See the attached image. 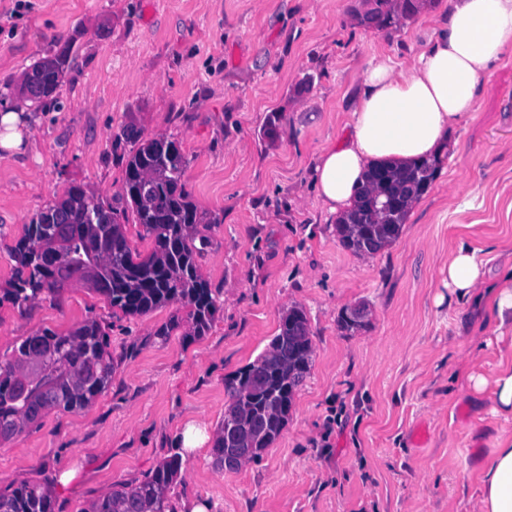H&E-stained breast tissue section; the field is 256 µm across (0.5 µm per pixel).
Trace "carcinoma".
Returning a JSON list of instances; mask_svg holds the SVG:
<instances>
[{
  "label": "carcinoma",
  "mask_w": 512,
  "mask_h": 512,
  "mask_svg": "<svg viewBox=\"0 0 512 512\" xmlns=\"http://www.w3.org/2000/svg\"><path fill=\"white\" fill-rule=\"evenodd\" d=\"M381 28L397 29L426 0H369ZM67 53L44 58L25 72L21 89L41 106L60 86ZM132 144L118 209L71 185L25 226L10 248L15 261L3 297L24 307L74 285H86L128 316H145L173 302L186 310L188 336H204L217 310L209 281L195 255L200 216L185 189L186 158L181 143L163 135L145 138L128 126ZM439 159L373 167L357 190L354 206L339 217L336 234L355 255H374L399 236L410 210L430 189ZM402 201L387 209L390 198ZM134 220L150 240L142 254L130 246L124 224ZM305 312L293 308L269 347L224 379V416L211 454L224 467V449L240 448L248 460L261 457L288 424L296 390L312 362ZM110 341L101 325L87 320L65 333L45 328L21 340L11 357L0 359V440L38 427L50 413L87 406L112 377ZM182 468L174 453L137 483H116L79 512H174L170 492ZM50 484L24 481L0 490V512H54Z\"/></svg>",
  "instance_id": "carcinoma-1"
}]
</instances>
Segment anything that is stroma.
Returning a JSON list of instances; mask_svg holds the SVG:
<instances>
[{
    "label": "stroma",
    "mask_w": 512,
    "mask_h": 512,
    "mask_svg": "<svg viewBox=\"0 0 512 512\" xmlns=\"http://www.w3.org/2000/svg\"><path fill=\"white\" fill-rule=\"evenodd\" d=\"M359 0H0V113L18 112L31 146L0 149V289L10 248L70 183L117 198L144 137L177 138L200 212L197 264L218 294L206 335H156L184 316L173 303L142 317L113 311L83 286L26 310L0 303V354L32 332L98 320L114 368L87 407L48 415L0 442V489L55 486V512H79L114 483L142 480L181 451L187 422L215 431L224 377L255 360L283 316L303 309L313 357L282 436L238 471L209 448L184 459L172 503L210 512H474L471 470L512 416L494 414L466 373L491 376L512 333L456 297L448 264L459 242L487 279L511 258L512 53L484 78L452 132L439 174L399 237L371 257L346 250L317 196L314 166L346 119L372 58L409 66L435 35L432 0L398 29L357 23ZM68 51L58 107L19 92L35 61ZM281 114L273 135L264 129ZM365 328L342 332L354 305Z\"/></svg>",
    "instance_id": "35a3bbf8"
}]
</instances>
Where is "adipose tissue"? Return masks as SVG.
<instances>
[{"label":"adipose tissue","instance_id":"adipose-tissue-1","mask_svg":"<svg viewBox=\"0 0 512 512\" xmlns=\"http://www.w3.org/2000/svg\"><path fill=\"white\" fill-rule=\"evenodd\" d=\"M432 23L436 38L408 70L386 60L370 63L347 121L321 149L315 185L328 212L353 205L371 166L440 154L449 131L472 112L481 80L512 51V0H452ZM448 285L479 298L498 330L512 331V265L486 283L475 249L462 244L448 265ZM472 383L476 392L491 391L497 413L512 415V355L500 357L491 377ZM475 474L476 512H512V436L498 437Z\"/></svg>","mask_w":512,"mask_h":512}]
</instances>
